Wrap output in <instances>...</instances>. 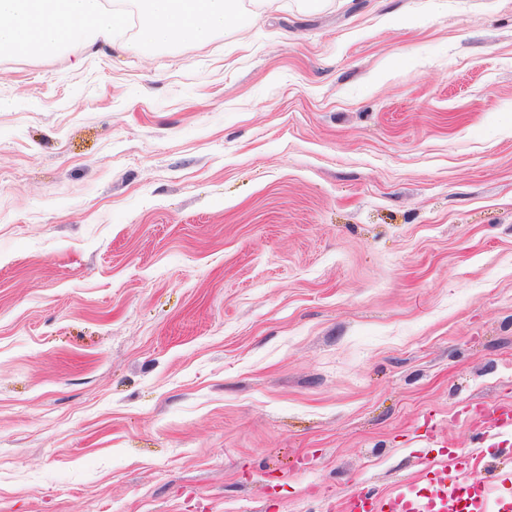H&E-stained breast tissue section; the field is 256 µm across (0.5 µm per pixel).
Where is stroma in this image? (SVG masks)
Wrapping results in <instances>:
<instances>
[{"label":"stroma","mask_w":512,"mask_h":512,"mask_svg":"<svg viewBox=\"0 0 512 512\" xmlns=\"http://www.w3.org/2000/svg\"><path fill=\"white\" fill-rule=\"evenodd\" d=\"M0 59V512H336L512 406V0H234ZM139 38L143 51L186 41L204 42L235 22L230 0H139Z\"/></svg>","instance_id":"stroma-1"}]
</instances>
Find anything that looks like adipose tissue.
Masks as SVG:
<instances>
[{
	"label": "adipose tissue",
	"instance_id": "1",
	"mask_svg": "<svg viewBox=\"0 0 512 512\" xmlns=\"http://www.w3.org/2000/svg\"><path fill=\"white\" fill-rule=\"evenodd\" d=\"M143 51L203 42L233 23L231 0H140ZM126 16L103 0H0V58L47 57L124 24Z\"/></svg>",
	"mask_w": 512,
	"mask_h": 512
}]
</instances>
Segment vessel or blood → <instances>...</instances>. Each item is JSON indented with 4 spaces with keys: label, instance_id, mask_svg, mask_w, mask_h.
I'll list each match as a JSON object with an SVG mask.
<instances>
[{
    "label": "vessel or blood",
    "instance_id": "1",
    "mask_svg": "<svg viewBox=\"0 0 512 512\" xmlns=\"http://www.w3.org/2000/svg\"><path fill=\"white\" fill-rule=\"evenodd\" d=\"M477 427L482 442L497 447L500 437L512 433V409H503L491 420H478ZM474 457L473 451L460 448L450 454L448 462L428 463L425 493H417L407 481L389 494L359 489L342 499L336 512H453L463 491L469 495L470 512H512V503L499 494L501 485L511 481L512 475L497 473L488 482L469 483L467 474Z\"/></svg>",
    "mask_w": 512,
    "mask_h": 512
}]
</instances>
